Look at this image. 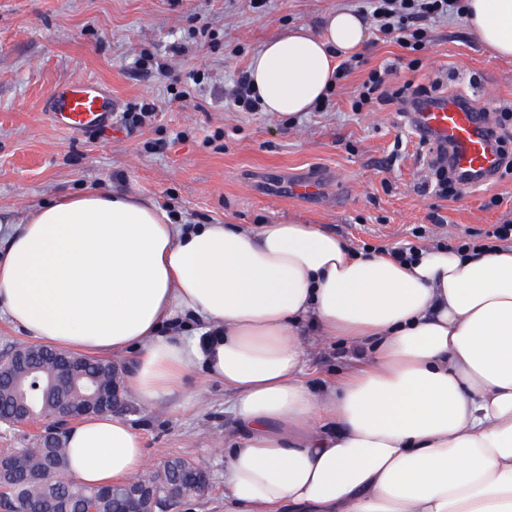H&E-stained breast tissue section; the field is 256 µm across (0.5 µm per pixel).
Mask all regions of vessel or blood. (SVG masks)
Returning a JSON list of instances; mask_svg holds the SVG:
<instances>
[{
  "mask_svg": "<svg viewBox=\"0 0 512 512\" xmlns=\"http://www.w3.org/2000/svg\"><path fill=\"white\" fill-rule=\"evenodd\" d=\"M54 121L81 131L108 123L112 96L99 83L76 79L57 86L51 93ZM418 134L448 148V162L467 184H488L493 179L499 155L486 131L484 112L476 101L456 94H443L423 104L410 116ZM330 180L325 172L296 177L293 195L305 198L322 194Z\"/></svg>",
  "mask_w": 512,
  "mask_h": 512,
  "instance_id": "1",
  "label": "vessel or blood"
}]
</instances>
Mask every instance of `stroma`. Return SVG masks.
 I'll return each mask as SVG.
<instances>
[{"label": "stroma", "instance_id": "1", "mask_svg": "<svg viewBox=\"0 0 512 512\" xmlns=\"http://www.w3.org/2000/svg\"><path fill=\"white\" fill-rule=\"evenodd\" d=\"M357 0H0V225L24 223L43 202L89 189L124 187L176 215L181 224H272L290 213L327 225L357 249L419 245L415 228L430 212L440 233L469 239L512 221V176L470 188L456 200L435 196L430 157L403 114L353 111L354 90L371 70L395 65L396 81L465 93L512 108V61L470 37L463 18L432 24L412 52L380 40L367 44L331 105L288 119L235 111L224 95L253 53L290 29L319 28L324 15ZM209 24L205 42L192 26ZM206 70L207 83L177 99L156 66ZM416 61L408 70L407 61ZM73 79L105 85L119 111L143 103L156 114L140 125L71 131L49 116L53 89ZM334 171L328 193L297 200L283 194L289 176ZM499 205H492V197ZM306 377L316 386L351 362L345 340L305 336ZM223 383L193 369L182 388L146 403L128 391L123 416L141 436L146 466L172 457L201 464L209 489L169 512H224V439L234 430Z\"/></svg>", "mask_w": 512, "mask_h": 512}]
</instances>
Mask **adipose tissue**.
<instances>
[{
  "instance_id": "ef3b65f1",
  "label": "adipose tissue",
  "mask_w": 512,
  "mask_h": 512,
  "mask_svg": "<svg viewBox=\"0 0 512 512\" xmlns=\"http://www.w3.org/2000/svg\"><path fill=\"white\" fill-rule=\"evenodd\" d=\"M465 3L474 38L512 59V0ZM367 38L361 15L336 9L321 31L265 43L248 63L263 111H311ZM0 316L59 350L133 354L126 381L146 402L198 365L223 382L237 422L224 512H512V248L426 245L403 262L295 214L185 226L91 190L0 238ZM186 317L212 336L175 334ZM306 323L358 350L317 390ZM66 445L88 486L144 465L117 415L82 418Z\"/></svg>"
}]
</instances>
